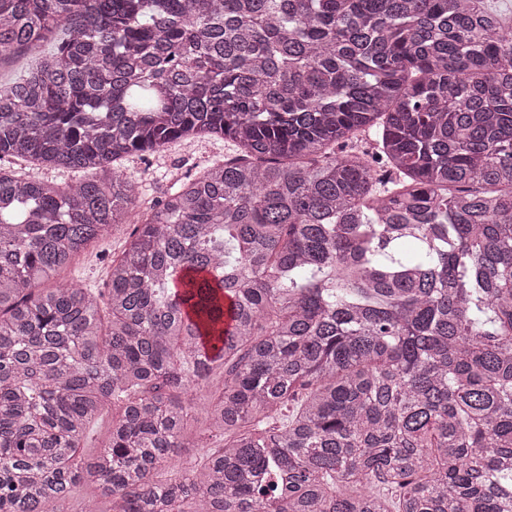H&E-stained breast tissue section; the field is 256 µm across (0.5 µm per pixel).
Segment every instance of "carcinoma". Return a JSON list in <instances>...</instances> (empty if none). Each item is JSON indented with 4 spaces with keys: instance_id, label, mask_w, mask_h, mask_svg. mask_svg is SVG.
<instances>
[{
    "instance_id": "1",
    "label": "carcinoma",
    "mask_w": 512,
    "mask_h": 512,
    "mask_svg": "<svg viewBox=\"0 0 512 512\" xmlns=\"http://www.w3.org/2000/svg\"><path fill=\"white\" fill-rule=\"evenodd\" d=\"M0 512H512V18L495 0H0ZM174 181L106 292L45 288ZM95 171L62 189L21 165ZM206 394L224 438L179 478ZM109 443L80 453L102 405ZM232 150L224 142L199 141L178 142L166 151L142 160L136 156L121 161V170L142 180L143 203L146 207L154 203L169 188L177 177L194 173L216 160H224ZM89 499L96 500V507L101 512H115L114 505L112 506V497L100 496L97 491L91 487L81 486L78 487L73 493L72 497L63 505L64 512H81Z\"/></svg>"
}]
</instances>
